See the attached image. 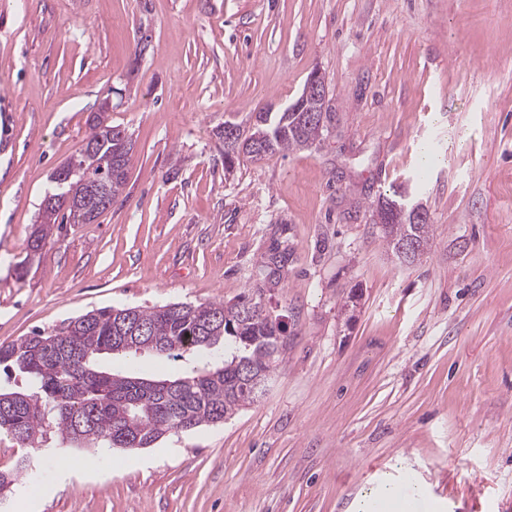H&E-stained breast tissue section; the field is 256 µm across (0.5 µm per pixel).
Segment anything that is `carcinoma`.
I'll list each match as a JSON object with an SVG mask.
<instances>
[{
	"label": "carcinoma",
	"instance_id": "carcinoma-1",
	"mask_svg": "<svg viewBox=\"0 0 512 512\" xmlns=\"http://www.w3.org/2000/svg\"><path fill=\"white\" fill-rule=\"evenodd\" d=\"M91 133L85 146L93 147L84 159L85 171L102 175L103 194L115 198L127 181L134 143L117 137L124 130L108 122L104 112L89 120ZM233 138L224 142L228 161L245 154L261 158L269 153L309 148L323 135L324 121L311 122L302 112H259L254 123L229 126ZM104 211L98 196L84 193L66 207L59 202L41 208L28 248L38 252L55 225L88 224ZM376 221L396 257L405 241L417 244L407 262H414L427 248L430 224L415 222L414 209L405 207L394 193L378 201ZM127 337L124 372L97 367L103 354L114 353V339ZM283 335L258 302L245 296L236 302L191 305L172 303L150 310L108 307L72 319L55 334L34 333L12 343L0 344V365L17 369L24 391L0 389V434L22 448L40 449L47 429L59 437L60 449L148 448L170 432L191 431L224 421L261 396L255 373L271 372L286 347ZM167 349L177 359L197 351L202 367L172 381L137 376L136 362L154 354L150 344ZM23 457L9 470L0 469V492L14 484L24 469Z\"/></svg>",
	"mask_w": 512,
	"mask_h": 512
}]
</instances>
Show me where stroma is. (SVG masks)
Segmentation results:
<instances>
[{"mask_svg": "<svg viewBox=\"0 0 512 512\" xmlns=\"http://www.w3.org/2000/svg\"><path fill=\"white\" fill-rule=\"evenodd\" d=\"M315 70L321 141L225 166V122ZM106 101L122 194L29 254ZM395 191L431 224L411 264L373 221ZM242 295L288 338L262 398L48 451L0 512H352L409 477L422 512H512V0H0V343Z\"/></svg>", "mask_w": 512, "mask_h": 512, "instance_id": "35a3bbf8", "label": "stroma"}]
</instances>
